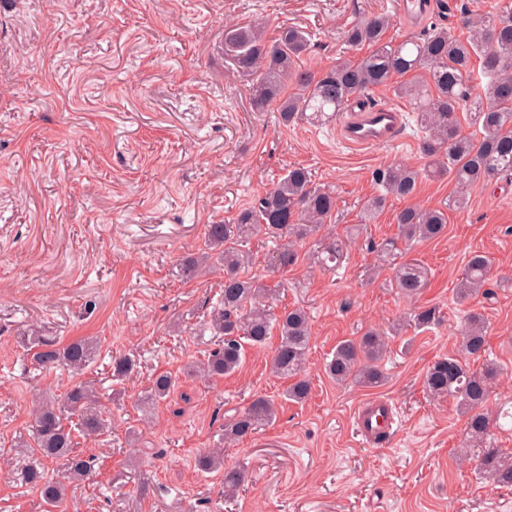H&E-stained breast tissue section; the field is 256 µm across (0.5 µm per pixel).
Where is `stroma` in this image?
<instances>
[{
	"mask_svg": "<svg viewBox=\"0 0 512 512\" xmlns=\"http://www.w3.org/2000/svg\"><path fill=\"white\" fill-rule=\"evenodd\" d=\"M446 2L448 11L410 22L400 0H0V512H46L21 480L39 455L27 445L33 404L78 380L95 387L109 425L77 444L95 472L71 488L67 512H512V488H490L461 458L466 419L454 401L424 387L475 310L499 369L489 407L512 405V176L470 188L441 237L401 245L398 261L428 272L422 293L403 297L391 266L373 279L367 270L382 264L377 249L397 236L399 211L446 207L455 184L421 179L368 224L361 204L385 165L426 166L416 123L405 142L369 148L346 145L335 119L279 125L275 113L252 111L247 77L224 58L227 26L296 25L311 38L302 68L324 71L345 55V30L372 13L391 16L386 36L396 41L434 23L458 32L463 0ZM293 166L333 189L336 209L317 236L252 239L244 273L271 288L274 312L308 313V400H282L288 382L269 370L275 336L233 374L183 378L213 346L204 325L224 277L186 278L182 258L202 247L207 225L232 223ZM324 239L342 247L331 269L317 260ZM474 251L493 261L489 293L461 303L456 287ZM422 306L437 307L441 322L410 327ZM397 324L385 385L327 376L339 341ZM34 325L59 346L96 338L93 363L79 377L38 369L22 342ZM119 354L136 361L121 382L112 378ZM159 372L180 383L141 408ZM258 396L278 399L275 419L225 444V421ZM375 396L395 403L400 424L368 444L353 413ZM213 448L247 475L229 504L223 474L195 466Z\"/></svg>",
	"mask_w": 512,
	"mask_h": 512,
	"instance_id": "35a3bbf8",
	"label": "stroma"
}]
</instances>
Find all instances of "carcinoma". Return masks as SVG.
<instances>
[{"label":"carcinoma","instance_id":"1","mask_svg":"<svg viewBox=\"0 0 512 512\" xmlns=\"http://www.w3.org/2000/svg\"><path fill=\"white\" fill-rule=\"evenodd\" d=\"M463 37L443 26L421 36L402 41L386 38L391 18L370 15L344 33L350 48H368L359 58H346L325 72H311L298 64L310 46L307 34L294 26H283L269 36L253 23L233 25L224 30V57L239 74L251 78L250 105L255 112H276L280 124L328 120L343 111L347 103L366 91L390 87L413 105L422 130L420 152L428 159L427 168L417 170L392 164L376 173L381 192L362 205L364 222L375 219L385 208L387 196L411 198L420 179L448 177L459 191L448 200V207L461 209L467 204L466 191L501 175H512V0H496L493 10L481 13L463 5L459 14ZM402 81L393 83L394 77ZM467 117L473 131L461 130L458 114ZM336 208L333 191L312 181L304 167L289 168L258 202L242 209L232 224H210L205 250L183 260L182 271L189 277L224 270V288L205 323L211 335L219 337L205 359L188 363L186 376L220 377L237 371L246 349L261 348L278 333L280 342L270 369L290 380L285 398L304 402L311 391L305 373L309 351L310 321L301 308L276 314L267 304L270 290L256 277H244L240 268L246 255L239 246L258 235L269 239L303 240L318 234ZM448 215L443 209L409 206L396 215L398 237L411 243L441 236ZM490 258L474 252L465 264L457 288V300L467 301L487 284ZM395 288L413 298L428 281L427 269L417 261H406L394 268ZM434 307L419 308L412 323L426 329L440 323ZM458 354L437 359L427 370L424 386L435 398H450L466 417V446L478 449L476 469L493 487H512V455L485 443L498 417L492 416L488 402L492 385L499 376L497 367L486 362L487 326L478 311L466 314L459 330ZM386 332L370 329L359 339L337 343L327 375L339 384L362 388L385 384L383 361L388 351ZM34 348L32 360L42 369L63 364L75 375L89 365L97 342L84 338L62 348L44 341L37 333L28 334ZM483 360L480 368L471 363ZM135 367V360L119 356L112 362V376L122 379ZM178 384L168 372L152 377L142 396L150 406L166 399ZM91 387L80 383L64 397L43 401L33 413L31 440L41 457L56 462L58 479L45 476L43 466L34 463L24 481L37 487L44 503L59 508L69 486L92 476V461L77 452L69 416L79 417V433L96 437L108 428L107 421L94 407ZM274 400L258 396L248 408L224 424V441L235 442L256 433L276 417ZM201 470L224 471V499L232 500L243 486L244 474L224 467V457L209 451L197 460Z\"/></svg>","mask_w":512,"mask_h":512}]
</instances>
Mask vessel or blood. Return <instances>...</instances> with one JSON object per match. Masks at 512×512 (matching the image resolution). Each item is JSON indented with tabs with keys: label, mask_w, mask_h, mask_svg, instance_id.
<instances>
[{
	"label": "vessel or blood",
	"mask_w": 512,
	"mask_h": 512,
	"mask_svg": "<svg viewBox=\"0 0 512 512\" xmlns=\"http://www.w3.org/2000/svg\"><path fill=\"white\" fill-rule=\"evenodd\" d=\"M403 128V113L400 108L361 96L353 99L340 131L344 143L349 146L380 147L398 141ZM395 423L394 408L384 398L362 403L355 413L358 431L369 439L390 432Z\"/></svg>",
	"instance_id": "vessel-or-blood-1"
}]
</instances>
